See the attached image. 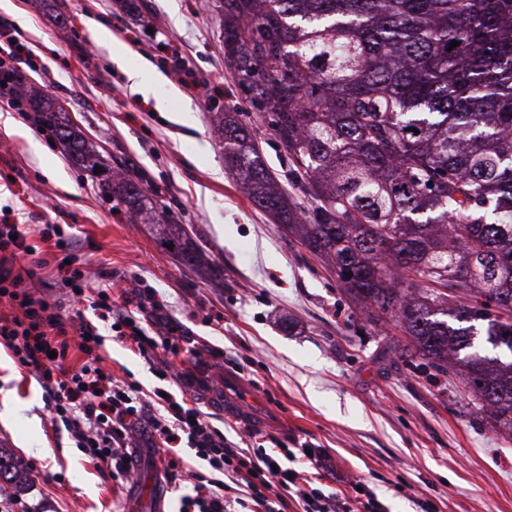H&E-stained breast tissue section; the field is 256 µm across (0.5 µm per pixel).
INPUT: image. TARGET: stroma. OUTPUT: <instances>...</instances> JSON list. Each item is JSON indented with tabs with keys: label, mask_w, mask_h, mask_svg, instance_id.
<instances>
[{
	"label": "stroma",
	"mask_w": 512,
	"mask_h": 512,
	"mask_svg": "<svg viewBox=\"0 0 512 512\" xmlns=\"http://www.w3.org/2000/svg\"><path fill=\"white\" fill-rule=\"evenodd\" d=\"M219 0H0L30 49L27 83L61 100L104 163L125 158L165 199L210 269H187L169 228L112 215L95 182L31 119L0 106V220L68 224L94 282L133 272L194 338L223 351L288 420V447L327 452L322 488L364 481L385 512H512V431L478 410L461 375L403 358L408 340L346 292L334 270L228 177L209 105L249 111L224 66ZM150 90L135 91L127 70ZM0 453L23 472L0 488L21 512H129L156 472L142 461L122 491L51 422L34 375L0 349Z\"/></svg>",
	"instance_id": "35a3bbf8"
}]
</instances>
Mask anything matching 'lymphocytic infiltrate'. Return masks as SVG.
<instances>
[{"label": "lymphocytic infiltrate", "mask_w": 512, "mask_h": 512, "mask_svg": "<svg viewBox=\"0 0 512 512\" xmlns=\"http://www.w3.org/2000/svg\"><path fill=\"white\" fill-rule=\"evenodd\" d=\"M29 63L10 24L0 21L1 103H14L5 72L22 74ZM48 243L59 256L54 266L65 290L62 303L34 290L51 266L40 250ZM76 247L74 236L58 224L0 223V347L35 374L53 422L63 423L76 446L106 467L112 480L126 479L137 464L136 450L144 448L167 483L193 481L195 494L183 499L181 512H285L292 500L302 512H384L370 488L353 496L327 495L301 483L299 472L283 465L293 451L282 442L248 449L229 440L198 402L174 390L182 382L202 392L208 386L195 373L181 371L179 359L200 352L157 289L143 283L128 292L118 279L93 283ZM87 306L96 311L97 323L84 320ZM103 325L152 363L159 385L144 391L129 375L106 367ZM74 348L82 358L78 366L71 362ZM183 448L188 456H180Z\"/></svg>", "instance_id": "f902f5d3"}]
</instances>
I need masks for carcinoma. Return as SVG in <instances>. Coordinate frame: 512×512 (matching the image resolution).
Listing matches in <instances>:
<instances>
[{"label": "carcinoma", "mask_w": 512, "mask_h": 512, "mask_svg": "<svg viewBox=\"0 0 512 512\" xmlns=\"http://www.w3.org/2000/svg\"><path fill=\"white\" fill-rule=\"evenodd\" d=\"M224 64L288 160L293 201L252 115L213 113L225 171L325 260L351 297L464 376L512 429V0H220ZM454 41L459 46L450 48ZM19 97L132 223H168L126 167L94 172L65 108ZM188 267L202 257L166 240ZM508 360L475 351V321Z\"/></svg>", "instance_id": "cac0c4a2"}]
</instances>
